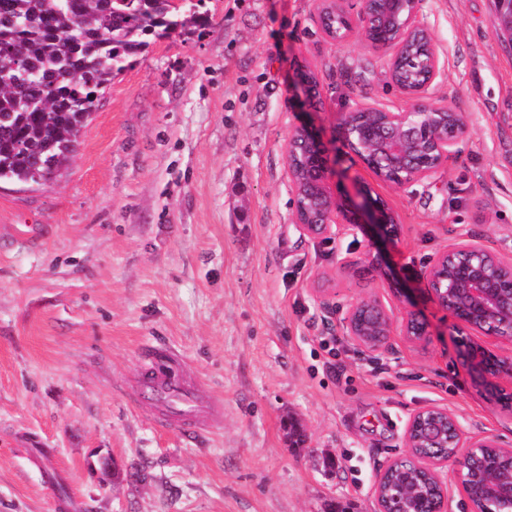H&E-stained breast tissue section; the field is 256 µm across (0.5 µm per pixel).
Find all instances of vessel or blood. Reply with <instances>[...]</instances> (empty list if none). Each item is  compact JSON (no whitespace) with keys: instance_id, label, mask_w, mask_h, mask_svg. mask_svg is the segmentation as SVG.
Wrapping results in <instances>:
<instances>
[{"instance_id":"vessel-or-blood-1","label":"vessel or blood","mask_w":512,"mask_h":512,"mask_svg":"<svg viewBox=\"0 0 512 512\" xmlns=\"http://www.w3.org/2000/svg\"><path fill=\"white\" fill-rule=\"evenodd\" d=\"M189 373L188 364L173 349L150 348L142 360L134 401L150 404L162 428L191 435L204 430L211 412L200 402Z\"/></svg>"}]
</instances>
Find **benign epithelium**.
<instances>
[{"label":"benign epithelium","mask_w":512,"mask_h":512,"mask_svg":"<svg viewBox=\"0 0 512 512\" xmlns=\"http://www.w3.org/2000/svg\"><path fill=\"white\" fill-rule=\"evenodd\" d=\"M425 0H361L352 11L349 0H315V20L327 12L348 17L349 30L336 41L361 38L385 55L390 81L408 98L400 111L362 104L344 112L336 135L371 173L358 186L361 201L332 188L333 170L320 139L307 127L288 138L286 175L293 195V224L313 239L343 231L374 232L389 241L405 231L398 213L377 187L394 192L428 180L447 169L459 145L470 136L464 113L440 104L432 89L446 70L438 43L420 16ZM495 33L512 37V0H495ZM301 81L309 101L320 100V83L308 68ZM339 268L352 279L382 278L384 255L377 251L363 260L345 257ZM419 280L428 298L450 316L461 336L465 366L475 371L503 403L512 402V358L499 352L512 345V256L489 249L477 236L459 239L441 250L421 270ZM320 273L312 294L324 312L336 317V292ZM400 295L372 289L348 305L341 333L369 352H389L401 342L425 350L432 342L429 324L412 310L400 309ZM404 447L412 469L401 482L391 474L397 461L378 470L371 488L374 512H443L448 496V466L464 500L474 487L491 497L512 502V471L499 473L475 463L477 448H496V438L470 432L447 407L430 405L413 413L404 432Z\"/></svg>","instance_id":"obj_1"}]
</instances>
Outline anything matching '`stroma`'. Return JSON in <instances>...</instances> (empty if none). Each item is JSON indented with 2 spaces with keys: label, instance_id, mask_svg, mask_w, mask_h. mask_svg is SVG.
Here are the masks:
<instances>
[{
  "label": "stroma",
  "instance_id": "obj_1",
  "mask_svg": "<svg viewBox=\"0 0 512 512\" xmlns=\"http://www.w3.org/2000/svg\"><path fill=\"white\" fill-rule=\"evenodd\" d=\"M206 4L202 35L160 40L113 79L63 176L0 182V512H373L380 465L406 455V422L431 404L512 448V404L463 364L418 277L470 235L512 255V44L493 0L423 8L446 62L433 96L471 134L447 171L389 196L405 233L375 246L433 341L378 355L326 324L311 291L319 273L342 307L375 288L339 269L374 245L300 234L286 148L308 127L355 194L370 174L336 137L341 114L409 102L383 53L322 34L314 0ZM158 341L222 402L206 437L132 406Z\"/></svg>",
  "mask_w": 512,
  "mask_h": 512
}]
</instances>
